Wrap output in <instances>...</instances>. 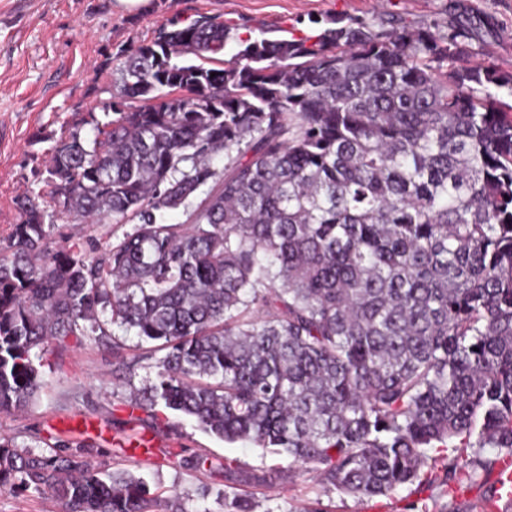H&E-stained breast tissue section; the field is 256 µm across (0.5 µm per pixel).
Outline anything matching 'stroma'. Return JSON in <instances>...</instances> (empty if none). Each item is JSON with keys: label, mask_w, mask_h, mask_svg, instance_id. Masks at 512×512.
Here are the masks:
<instances>
[{"label": "stroma", "mask_w": 512, "mask_h": 512, "mask_svg": "<svg viewBox=\"0 0 512 512\" xmlns=\"http://www.w3.org/2000/svg\"><path fill=\"white\" fill-rule=\"evenodd\" d=\"M200 15L231 24L223 60L245 40L288 32L312 38L336 22L365 23L377 29L400 26L457 37L469 65L512 75V0H152L150 10L131 14L117 0H0V241L19 220L18 197L42 192L45 161L55 140L72 124L93 141L96 123L120 90L122 52L150 42L158 31ZM128 224L47 225L49 247L72 244L102 252L131 232ZM112 344L93 336L69 339L66 349L49 343L34 351L45 384L28 407L0 413V438L34 451L55 437L71 448H87V459L111 470L142 476L153 491L177 490L187 512H224L225 499L253 496L255 512H409L410 503L428 512H483L495 473L477 469L474 480L448 484L442 469L422 483L387 496L359 498L328 493L314 474L289 476L287 458L205 432L190 417L163 409L136 407L134 401L155 378L156 355L134 332L116 327ZM120 344L138 357L127 372L112 356ZM154 440L188 457L202 453L249 473L273 475L258 487L161 464L153 456L127 458L126 442Z\"/></svg>", "instance_id": "obj_1"}]
</instances>
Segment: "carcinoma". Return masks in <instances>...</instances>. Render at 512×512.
<instances>
[{
	"label": "carcinoma",
	"mask_w": 512,
	"mask_h": 512,
	"mask_svg": "<svg viewBox=\"0 0 512 512\" xmlns=\"http://www.w3.org/2000/svg\"><path fill=\"white\" fill-rule=\"evenodd\" d=\"M200 15L123 55L112 119L60 137L0 247V412L42 386L32 350L136 331L163 353L138 405L189 416L385 496L444 462L512 452V76L406 26L246 40ZM180 90L169 96L163 89ZM224 155L219 170L213 159ZM182 211L186 220L169 222ZM131 224L98 256L45 219ZM61 512H187L83 451L0 440V489Z\"/></svg>",
	"instance_id": "obj_1"
}]
</instances>
